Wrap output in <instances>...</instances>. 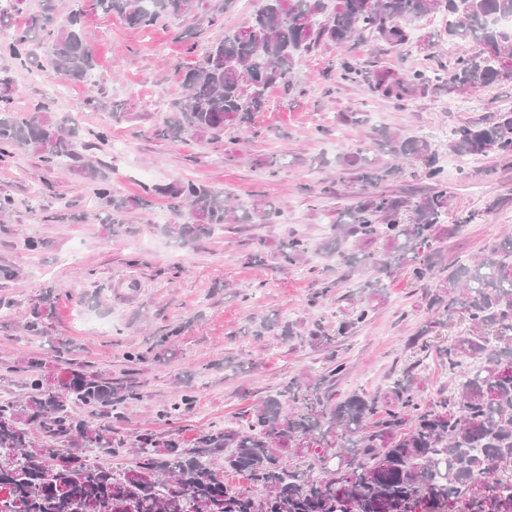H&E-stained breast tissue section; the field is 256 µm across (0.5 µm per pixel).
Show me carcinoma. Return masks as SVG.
<instances>
[{
  "instance_id": "obj_1",
  "label": "carcinoma",
  "mask_w": 512,
  "mask_h": 512,
  "mask_svg": "<svg viewBox=\"0 0 512 512\" xmlns=\"http://www.w3.org/2000/svg\"><path fill=\"white\" fill-rule=\"evenodd\" d=\"M91 7L127 25L146 28L168 16L196 12L199 0H89ZM441 12L450 17L448 37L460 52L436 76L452 90L512 83L499 76L512 67V33L491 20L512 14V0H258L257 8L221 38L192 49L196 64L182 74L184 95L166 116L160 134L173 141L209 143L250 123L267 91L295 87L303 56L330 42L344 51L340 69L346 80L363 76L351 51L368 40L395 48L412 43L403 25L410 18ZM79 6L59 13L57 0H40L39 10L13 38L0 43V56L26 64L34 48L45 49L57 76L68 82H93L96 60L85 43ZM368 81L374 93L403 101L431 78L424 72L397 73L377 67ZM79 131L42 115L22 116L0 106V156L31 149L48 168H62L77 157ZM376 146L395 160L425 163L431 187L419 193L388 194L380 185L399 166L368 160L365 149L340 152V179L359 186L337 209L331 233L318 251L336 257L348 271L372 269L365 288H383L382 276L404 272L423 288L431 319L405 347L451 325L469 321L463 336L436 345L448 362V385L421 404L419 379L412 368L375 394L336 398V380L345 363L336 337L317 328L315 344L330 351V368L312 383L285 377L247 413L243 427L210 426L185 440L177 432L141 431L125 439L110 418L139 400L142 385L128 376H111L78 366L56 387L46 385L41 363L29 361L22 393L0 398V512H512V236L488 246L468 265L439 267L428 258L434 244L455 237L473 216L444 224L448 185L434 163L431 143L412 134L379 133ZM449 151L459 155L493 152L512 157V111L465 123L452 131ZM83 177L101 205L102 223L118 235L139 202L116 196L99 167L84 164ZM180 218L162 232L189 246L226 224H276L279 208L265 202L244 209L231 195L194 181L155 189ZM383 239L390 251L379 260L366 246ZM310 251L299 236L283 242L282 266L301 262ZM51 304L43 296L31 309L25 329L42 332ZM370 317V308H352L338 334ZM255 335L277 332L283 342L301 335L297 324L268 317L254 319ZM163 337L154 353L130 351V366L176 357ZM422 343V342H420ZM422 347H428L423 342ZM187 391L163 406L165 423L192 403ZM80 406L86 415L72 411ZM60 443L52 456L44 441ZM306 449L292 465L286 453L293 442ZM87 448L81 455L71 448ZM133 454L118 471L101 456Z\"/></svg>"
}]
</instances>
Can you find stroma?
<instances>
[{"instance_id":"stroma-1","label":"stroma","mask_w":512,"mask_h":512,"mask_svg":"<svg viewBox=\"0 0 512 512\" xmlns=\"http://www.w3.org/2000/svg\"><path fill=\"white\" fill-rule=\"evenodd\" d=\"M213 16L220 24L210 25ZM246 16L241 0H204L197 15L169 17L141 29L86 10L83 33L97 59L96 82L67 85L60 96L48 91L55 77L44 51H37L31 66L0 57V99L23 115L42 109L54 121L73 120L86 143L77 160L59 170L46 169L31 150L0 161V196L11 200L0 215V266L21 272L18 279L0 281V391L18 393L21 371L32 359L41 360L54 377L72 363L124 377L128 350L155 346L178 327L176 358L138 372L143 396L113 418V428L124 437L164 430L159 411L187 384L195 399L175 423L180 433L189 436L211 425L238 427L244 412L281 378L314 379L328 365L327 352L307 340L285 344L271 333L253 336L252 318L332 330L355 303L370 305L372 312L337 342L346 363L336 382L338 396L385 389L413 362L423 399H431L447 381L448 367L436 355L420 358L405 347L428 318L421 289L405 275L388 280L386 288L368 289L361 273H343L335 259L312 252L306 264L283 267L277 252L291 234L312 244L329 235L334 210L349 188L320 161L369 146L383 127L431 141L448 184L450 215L474 216L457 237L442 243L435 261L472 260L504 232L512 233V201L494 213L485 211L494 197L512 198V162L494 154L459 157L448 150V136L458 125L512 110V83L477 92L432 84L398 102L378 96L367 80L343 79L339 50L324 43L298 66L291 93L268 91L263 109L252 116L251 131L205 144L162 138V120L182 93L180 74L197 60L193 45L222 36ZM407 26L417 37L413 45L405 50L377 42L359 46L353 56L360 68L376 64L401 73L418 68L433 76L456 56L459 46L448 37L444 15L411 19ZM346 112L366 113L367 121L345 124ZM102 127L110 130L109 142L92 145L93 132ZM86 160L98 162L115 195L147 199V206L129 214L126 234L113 235L111 225L94 220L99 204L80 172ZM270 161L277 175H269ZM188 179L232 191L243 204L272 202L282 211L280 221L219 229L195 248L180 247L161 231L175 215L155 190ZM330 180L339 199L320 193ZM77 213L87 214V221H74ZM27 239L39 241V248L24 250ZM249 253L259 254V263L247 262ZM326 279L336 287L318 297ZM43 295L52 300V315L44 334L32 336L23 326Z\"/></svg>"}]
</instances>
